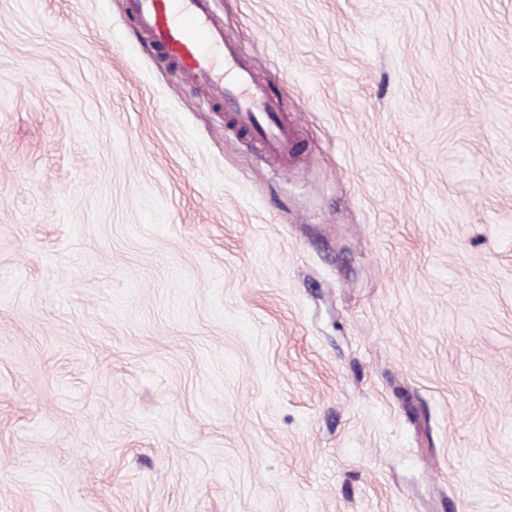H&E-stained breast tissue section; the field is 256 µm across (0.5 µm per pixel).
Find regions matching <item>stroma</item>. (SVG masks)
<instances>
[{"label": "stroma", "instance_id": "1", "mask_svg": "<svg viewBox=\"0 0 512 512\" xmlns=\"http://www.w3.org/2000/svg\"><path fill=\"white\" fill-rule=\"evenodd\" d=\"M213 7L287 164L0 0V512H512V0Z\"/></svg>", "mask_w": 512, "mask_h": 512}]
</instances>
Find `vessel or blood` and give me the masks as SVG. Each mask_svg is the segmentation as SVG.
<instances>
[{
  "mask_svg": "<svg viewBox=\"0 0 512 512\" xmlns=\"http://www.w3.org/2000/svg\"><path fill=\"white\" fill-rule=\"evenodd\" d=\"M125 11L159 58L221 105L226 129L275 164L293 155L297 132L244 52L215 17L211 0H126Z\"/></svg>",
  "mask_w": 512,
  "mask_h": 512,
  "instance_id": "1",
  "label": "vessel or blood"
}]
</instances>
